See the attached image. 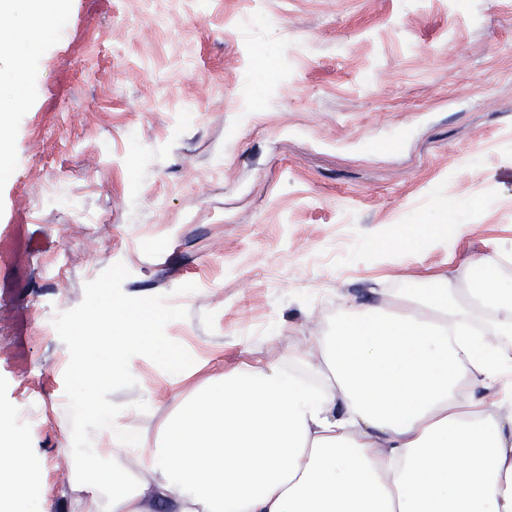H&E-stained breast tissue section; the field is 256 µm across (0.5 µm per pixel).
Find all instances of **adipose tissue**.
Here are the masks:
<instances>
[{
	"mask_svg": "<svg viewBox=\"0 0 512 512\" xmlns=\"http://www.w3.org/2000/svg\"><path fill=\"white\" fill-rule=\"evenodd\" d=\"M62 0H0L15 47L37 48L31 20ZM464 225L424 229L385 265L447 249ZM502 252L419 287L341 303L308 355L210 378L138 443L147 472L118 462L80 473L71 512H512V284ZM0 512L35 473L0 425Z\"/></svg>",
	"mask_w": 512,
	"mask_h": 512,
	"instance_id": "ef3b65f1",
	"label": "adipose tissue"
}]
</instances>
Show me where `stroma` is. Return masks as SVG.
<instances>
[{"instance_id":"stroma-1","label":"stroma","mask_w":512,"mask_h":512,"mask_svg":"<svg viewBox=\"0 0 512 512\" xmlns=\"http://www.w3.org/2000/svg\"><path fill=\"white\" fill-rule=\"evenodd\" d=\"M17 60L0 33V416L69 512L67 347L52 320L123 263V291L189 316L194 358L131 363L129 440L224 368L304 350L337 304L405 288L379 251L418 225L466 234L427 264L512 244V0H65ZM142 401L147 412L134 409ZM39 422L27 426L22 410Z\"/></svg>"}]
</instances>
